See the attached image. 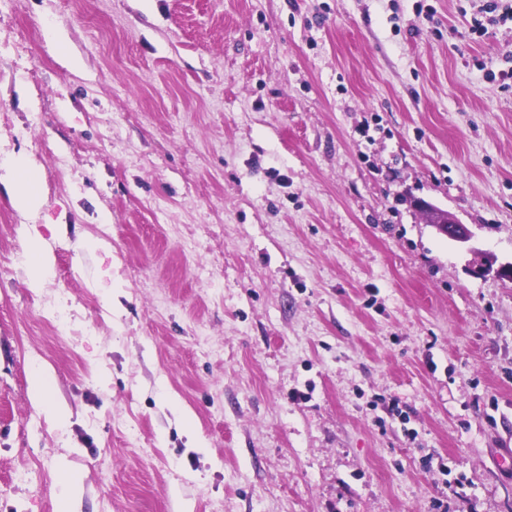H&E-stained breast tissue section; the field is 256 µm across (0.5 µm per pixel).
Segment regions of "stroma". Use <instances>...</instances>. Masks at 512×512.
<instances>
[{
	"instance_id": "obj_1",
	"label": "stroma",
	"mask_w": 512,
	"mask_h": 512,
	"mask_svg": "<svg viewBox=\"0 0 512 512\" xmlns=\"http://www.w3.org/2000/svg\"><path fill=\"white\" fill-rule=\"evenodd\" d=\"M485 2L0 0V152L44 196L0 185V512H62V460L76 512H512V280L483 270L512 263V20L476 32ZM2 181L11 183L12 203L19 212L33 213L41 208L43 198L38 188L37 176L29 170L23 159L5 155L0 162V182ZM420 208L425 213L426 222L435 224V229L442 235H448L450 240L466 243L471 238L470 230L455 217L448 215V211L434 205L422 203ZM25 257L32 269L29 279V287L42 288L43 283L53 273L52 257L50 252L36 237H29L25 247ZM45 367L36 370L30 379V391L32 397L37 400L44 408L46 413L63 421L69 415L67 406L53 402L49 399V378Z\"/></svg>"
}]
</instances>
